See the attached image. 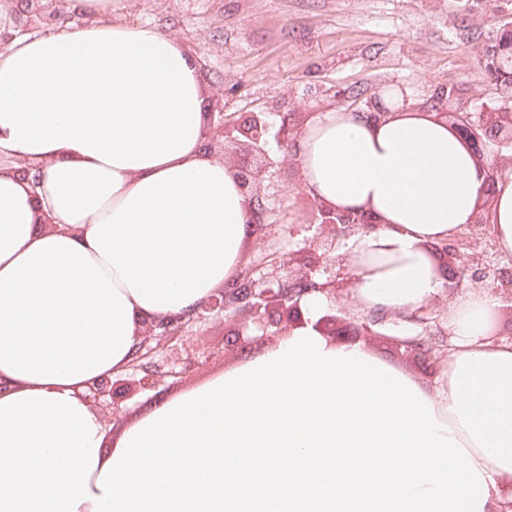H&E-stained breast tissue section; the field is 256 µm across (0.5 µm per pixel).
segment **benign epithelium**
Returning a JSON list of instances; mask_svg holds the SVG:
<instances>
[{
	"label": "benign epithelium",
	"mask_w": 512,
	"mask_h": 512,
	"mask_svg": "<svg viewBox=\"0 0 512 512\" xmlns=\"http://www.w3.org/2000/svg\"><path fill=\"white\" fill-rule=\"evenodd\" d=\"M0 5L6 11L3 22L20 33H30L35 30L45 29L57 24L63 18L71 19L78 14L69 10V0H24V7H19L17 0H0ZM484 67L491 75H500L507 69H512V37H508L498 49L494 62L482 59ZM443 101V116L463 143L470 149L478 161H484L489 143L486 132L489 127H495L498 137L495 144L502 147L512 145V109L504 107L498 112H482L478 119L473 120L465 112L454 111L457 104V93L450 88L441 92ZM298 127L292 114H281V122L275 133V138L287 152H293L294 137ZM270 126L261 113L251 112L243 120L232 125H222L219 131L221 139L216 145L210 146L211 151L220 153L225 163L237 174L243 190L251 198H256L261 188L265 174L264 166H251L240 163L238 152L245 151L251 154L265 155L264 146ZM315 219L318 221L324 238V246L332 250L336 242L346 238L355 232L368 228L374 224L370 216L363 213L341 212L334 208L315 203ZM336 292V280L327 279L321 281L313 275L309 268L291 270L290 265L284 263L270 273L265 280V287L257 288L252 284L245 288L230 290L228 288L212 295L202 304L192 318L201 319L206 313L222 314L232 320L241 315L252 318V322L265 327L276 328V333L304 323V314L301 307L303 298L320 293L331 297ZM184 319H161L148 326L142 343L138 348L136 359L142 360L153 353L151 342L156 346L166 348L179 329L182 328ZM315 327L324 335L332 338H344L358 335V332L350 328V324L344 319L334 315H324L315 322ZM169 370L161 371V366H140L143 376L127 381L118 379L114 382L104 381L89 388L88 400L94 406L108 409L114 404V396L117 388L130 384L142 390L152 389L159 378L167 374L177 375L176 368L179 365L178 355H170L166 358Z\"/></svg>",
	"instance_id": "obj_1"
}]
</instances>
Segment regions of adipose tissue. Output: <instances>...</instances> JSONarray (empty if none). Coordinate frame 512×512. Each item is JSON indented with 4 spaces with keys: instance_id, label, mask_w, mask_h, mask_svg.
I'll list each match as a JSON object with an SVG mask.
<instances>
[{
    "instance_id": "adipose-tissue-1",
    "label": "adipose tissue",
    "mask_w": 512,
    "mask_h": 512,
    "mask_svg": "<svg viewBox=\"0 0 512 512\" xmlns=\"http://www.w3.org/2000/svg\"><path fill=\"white\" fill-rule=\"evenodd\" d=\"M71 0L79 28L0 48V512H512V342L498 297L448 303L434 386L314 327L329 305L120 431L87 398L147 324L235 282L252 202L210 153L195 57ZM304 190L375 220L350 243L357 312L417 310L428 254L490 198L512 254V174L488 180L434 113L331 107L295 135ZM36 166L39 184L18 176Z\"/></svg>"
}]
</instances>
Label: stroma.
<instances>
[{
  "mask_svg": "<svg viewBox=\"0 0 512 512\" xmlns=\"http://www.w3.org/2000/svg\"><path fill=\"white\" fill-rule=\"evenodd\" d=\"M112 18L156 27L196 54L210 95L224 103L223 118L208 122L212 133L219 122L250 112L266 113L275 127L283 112L302 121L329 106L364 111L391 87L403 90L409 106L423 109L452 87L466 112H479L498 98L481 64L483 47L512 23V0H114ZM265 150L266 220L247 245L242 277L260 281L284 257L293 268H315L321 278L326 267H335L329 313L360 327L355 341L373 356L433 385L438 355H415L408 346L430 337L447 351V298L399 321L374 324L368 314L354 312L353 276L343 256L347 240L322 258L313 200L298 167L275 137H268ZM237 328L220 315L186 324L175 342L191 368L156 388L117 393L105 420L120 424L155 397L196 386L276 339L252 324L251 342L243 347L234 339Z\"/></svg>",
  "mask_w": 512,
  "mask_h": 512,
  "instance_id": "35a3bbf8",
  "label": "stroma"
}]
</instances>
